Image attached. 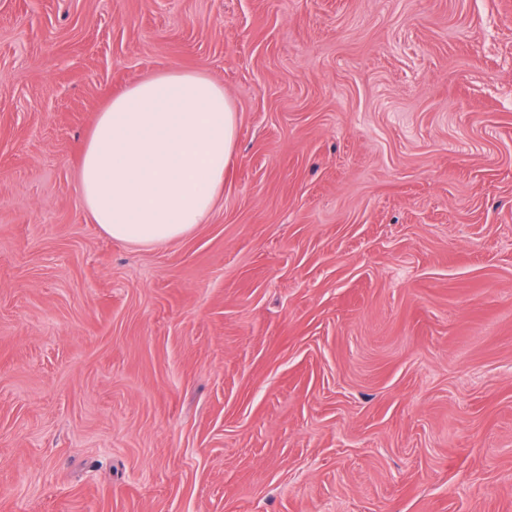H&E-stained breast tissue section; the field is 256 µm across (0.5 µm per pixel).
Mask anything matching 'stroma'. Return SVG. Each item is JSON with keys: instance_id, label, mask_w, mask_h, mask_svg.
I'll use <instances>...</instances> for the list:
<instances>
[{"instance_id": "35a3bbf8", "label": "stroma", "mask_w": 512, "mask_h": 512, "mask_svg": "<svg viewBox=\"0 0 512 512\" xmlns=\"http://www.w3.org/2000/svg\"><path fill=\"white\" fill-rule=\"evenodd\" d=\"M170 67L235 160L121 243L79 149ZM0 512H512V0H0Z\"/></svg>"}]
</instances>
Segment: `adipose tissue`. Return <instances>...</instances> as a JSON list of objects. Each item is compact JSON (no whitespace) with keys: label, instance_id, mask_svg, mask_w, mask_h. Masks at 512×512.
I'll use <instances>...</instances> for the list:
<instances>
[{"label":"adipose tissue","instance_id":"1","mask_svg":"<svg viewBox=\"0 0 512 512\" xmlns=\"http://www.w3.org/2000/svg\"><path fill=\"white\" fill-rule=\"evenodd\" d=\"M237 127L223 87L196 71L166 69L114 95L80 148L92 222L130 244L190 235L224 192Z\"/></svg>","mask_w":512,"mask_h":512}]
</instances>
